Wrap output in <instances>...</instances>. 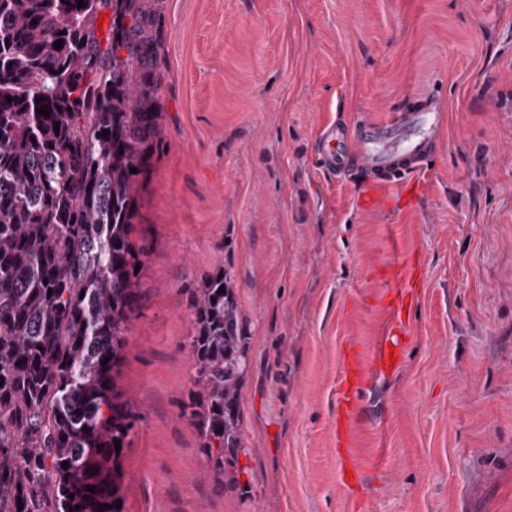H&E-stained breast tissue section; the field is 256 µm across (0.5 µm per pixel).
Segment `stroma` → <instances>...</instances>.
<instances>
[{
    "instance_id": "obj_1",
    "label": "stroma",
    "mask_w": 512,
    "mask_h": 512,
    "mask_svg": "<svg viewBox=\"0 0 512 512\" xmlns=\"http://www.w3.org/2000/svg\"><path fill=\"white\" fill-rule=\"evenodd\" d=\"M162 139L139 185L146 251L116 389L138 420L122 512H512V0H148ZM444 85L448 126L401 210L314 162L329 123ZM419 278L404 361L356 395L361 480L339 472L341 358ZM232 267L249 364L244 448L218 474L183 414L191 302Z\"/></svg>"
}]
</instances>
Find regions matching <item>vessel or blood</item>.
<instances>
[{
  "label": "vessel or blood",
  "instance_id": "1",
  "mask_svg": "<svg viewBox=\"0 0 512 512\" xmlns=\"http://www.w3.org/2000/svg\"><path fill=\"white\" fill-rule=\"evenodd\" d=\"M447 105L444 97L428 96L418 108L389 112L380 122H360L354 125L331 124L319 137L317 156L328 171L345 175L362 173L367 182L382 186L413 173L421 172L425 162L437 148L438 136L447 124ZM393 280L397 288L383 296L391 327L373 348L368 360L344 356L336 391V447L340 467L357 471L350 448L354 418L351 405L352 390L364 381L369 372H389V356H402L401 340L408 333L409 318L403 309L413 302L416 283L413 277L395 269Z\"/></svg>",
  "mask_w": 512,
  "mask_h": 512
}]
</instances>
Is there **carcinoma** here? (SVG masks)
I'll return each mask as SVG.
<instances>
[{"label": "carcinoma", "mask_w": 512, "mask_h": 512, "mask_svg": "<svg viewBox=\"0 0 512 512\" xmlns=\"http://www.w3.org/2000/svg\"><path fill=\"white\" fill-rule=\"evenodd\" d=\"M78 2L0 0V512H121L115 442L134 416L113 372L139 298L164 50L145 0ZM191 322L199 390L183 411L222 469L244 448L249 361L231 268L201 281Z\"/></svg>", "instance_id": "cac0c4a2"}]
</instances>
